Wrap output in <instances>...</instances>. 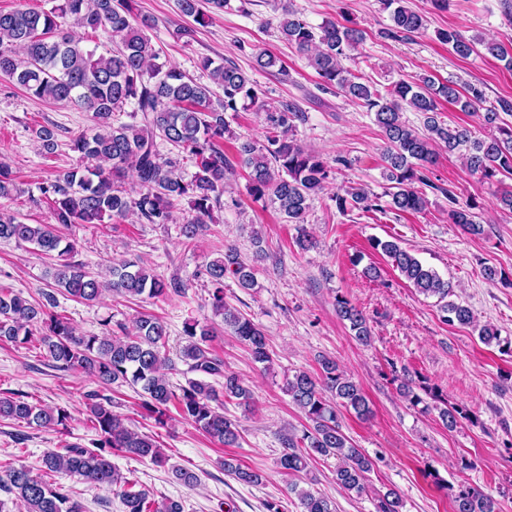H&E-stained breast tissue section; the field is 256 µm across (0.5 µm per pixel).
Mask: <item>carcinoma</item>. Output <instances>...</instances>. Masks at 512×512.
<instances>
[{
    "label": "carcinoma",
    "instance_id": "obj_1",
    "mask_svg": "<svg viewBox=\"0 0 512 512\" xmlns=\"http://www.w3.org/2000/svg\"><path fill=\"white\" fill-rule=\"evenodd\" d=\"M391 9L394 29L415 33L425 29V19L405 5V0H384ZM182 16L192 24L176 30L178 39H190L196 27L210 24L212 13L229 6V0H177ZM135 0H59L48 10L16 9L0 11V77L22 87L33 97L58 104H75L92 114L94 128L89 134L71 139L70 149L79 154L81 165L70 168L39 187L52 203L53 224H27L17 216L0 211V242L28 244L50 259L46 276L69 297L82 303L97 301L110 290L128 300L145 296L166 299L185 292L177 279L165 281L153 274L140 260L126 258L108 269V277L89 271L73 260L76 244L60 235L58 226L100 224L104 219H123L130 214L146 224H167L184 200L193 211L181 226L182 244L191 247L206 230V220L224 194L226 173L233 170L224 156V136L230 125L228 112L252 108L265 112L266 144L245 141L238 147L241 164L248 169V190L256 201H270L289 224H303L309 201L318 195L330 178L332 168L324 158L305 149L289 134L302 113L292 104L269 107L264 91L234 65L217 63L205 57L201 69L224 93L213 98L208 85L187 76L175 66L160 61L145 31L153 28L154 18L135 11ZM76 26L83 32H102L113 48L98 51L84 45V37L68 30ZM281 37L307 56L321 79L323 89L362 101L374 113L376 124L386 140L383 153V177L391 183L389 207L419 213L427 206L419 186L435 188L424 170L434 163L436 148L448 151L464 148L469 170L485 183L502 182L512 176V126L499 124V112H512V102L499 101L483 114L485 124L496 133L487 139L472 137L465 127H451L439 117L438 98L459 106L463 112L483 108V90L475 85L460 94L452 85L435 86L424 77L418 83L398 81L381 91L360 81L342 65L348 52L360 45L364 32L334 20L311 26L290 7H282L279 20ZM440 42L460 57L479 50L512 65V51L505 46L477 37L465 38L455 29L438 32ZM411 109L425 116L421 133L403 120V111ZM130 121H122V117ZM31 133L41 148L51 153L56 143L54 128L35 125ZM171 145L176 154L166 157L158 140ZM193 168L190 176L184 170ZM132 173L138 191L130 193L124 184ZM16 190L11 166L0 161V199ZM452 223L472 235H481L484 226L474 220L469 209L456 206L455 195L444 191ZM336 208L364 211L382 206L362 187H349L333 197ZM393 266L416 290L444 301L443 320L469 326L471 310L446 302L452 285L414 254L393 241L376 240ZM203 274L212 285L210 306L223 319L251 354L254 362L270 368L272 358L263 328L224 302V276H233L238 285L251 289L256 285L254 267L245 262L233 247L205 262ZM53 294L28 299L0 286V343L31 345L44 351L55 367L79 370L103 386L118 381L140 387L141 407L156 423L165 425L169 407L219 445H234L239 439L238 425L224 416V399L235 398L249 404L250 390L240 377L224 368V359L213 352L210 342L214 331L196 321L183 326L180 360L195 377L175 387L168 372L176 369L167 350L166 323L152 314L136 320L135 332L117 324L121 334L112 333L111 320L103 321L99 334L79 336L71 319L57 311ZM336 314L349 323L355 339L371 340L367 318L349 300L336 298ZM319 373L298 371L287 379L285 391L291 402L311 422L301 436H283V451L276 460L279 472L300 478L309 484H288L297 494L302 512H335L333 502L310 487V461L315 457H334L336 484L347 492L362 494L376 461L355 447L344 434L337 408L343 407L359 417L371 413L369 401L359 385L347 376L331 357L318 359ZM221 379L215 386L210 379ZM86 422L97 433L94 448L77 444L54 448L42 455V469L35 472L22 464H0V491L17 498L24 512H84L82 504L69 490L52 481L55 473L65 471L116 494L125 512H184L183 502L174 498L149 497V491L137 488L138 481L124 476L112 463L120 454L148 459L158 466L167 456L159 435L139 433L128 427L121 415L112 410V399L98 392L86 395ZM71 418L61 407L34 404L24 394L0 396V420L23 423L29 427L63 425ZM224 472L237 480L261 485L264 475L244 469L229 460ZM400 495L389 490L379 496L377 512H401ZM454 512H496L492 496L475 488L460 491L453 500Z\"/></svg>",
    "mask_w": 512,
    "mask_h": 512
}]
</instances>
